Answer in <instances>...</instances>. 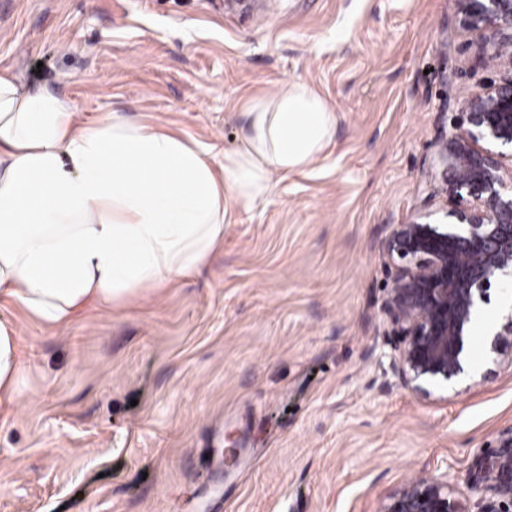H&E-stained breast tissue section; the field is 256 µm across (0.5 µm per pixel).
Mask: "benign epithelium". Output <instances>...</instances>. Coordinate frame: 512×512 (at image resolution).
Returning a JSON list of instances; mask_svg holds the SVG:
<instances>
[{"instance_id":"7a95c632","label":"benign epithelium","mask_w":512,"mask_h":512,"mask_svg":"<svg viewBox=\"0 0 512 512\" xmlns=\"http://www.w3.org/2000/svg\"><path fill=\"white\" fill-rule=\"evenodd\" d=\"M456 17L471 32H491L485 57L506 71L465 98L432 143L451 221L419 212L381 243L389 371L422 399L464 372L478 304L512 284V0H456ZM380 512H512V429L477 456L467 492L446 474L419 476Z\"/></svg>"}]
</instances>
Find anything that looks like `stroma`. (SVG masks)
<instances>
[{
  "instance_id": "obj_1",
  "label": "stroma",
  "mask_w": 512,
  "mask_h": 512,
  "mask_svg": "<svg viewBox=\"0 0 512 512\" xmlns=\"http://www.w3.org/2000/svg\"><path fill=\"white\" fill-rule=\"evenodd\" d=\"M455 0H0V68L94 123L169 125L215 156L250 100L310 84L321 158L236 209L167 293L51 328L12 311L24 372L0 406V512H379L512 428V346L420 400L377 363L380 244L445 218L430 147L496 68Z\"/></svg>"
}]
</instances>
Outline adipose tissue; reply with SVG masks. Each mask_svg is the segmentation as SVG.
I'll return each mask as SVG.
<instances>
[{
    "mask_svg": "<svg viewBox=\"0 0 512 512\" xmlns=\"http://www.w3.org/2000/svg\"><path fill=\"white\" fill-rule=\"evenodd\" d=\"M245 118L239 145L218 158L160 123H79L71 103L0 68V297L65 326L199 272L234 209L265 202L336 134L335 110L299 80L254 99ZM22 371L14 326L0 319V404Z\"/></svg>",
    "mask_w": 512,
    "mask_h": 512,
    "instance_id": "adipose-tissue-1",
    "label": "adipose tissue"
}]
</instances>
